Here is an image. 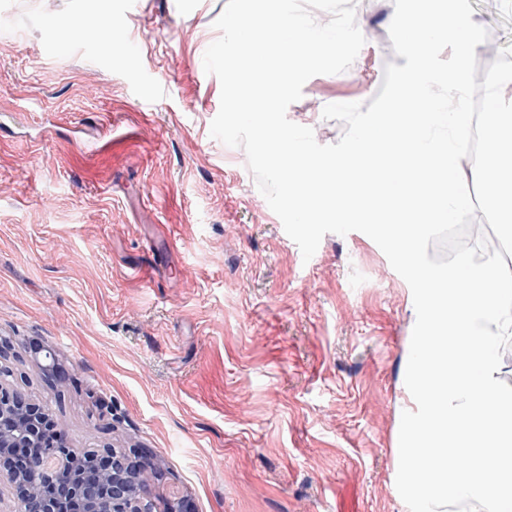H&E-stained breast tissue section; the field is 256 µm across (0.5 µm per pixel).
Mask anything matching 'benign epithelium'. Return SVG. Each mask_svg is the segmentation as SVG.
<instances>
[{
  "label": "benign epithelium",
  "instance_id": "obj_1",
  "mask_svg": "<svg viewBox=\"0 0 512 512\" xmlns=\"http://www.w3.org/2000/svg\"><path fill=\"white\" fill-rule=\"evenodd\" d=\"M48 421L49 411L24 390L0 383V485L15 488V512H64L70 501L84 503L86 512H159L149 489L130 485L124 475L126 468L151 467L150 452L141 448L123 455L109 451L108 468L101 478L89 481L65 441L40 450L41 432ZM14 448L26 449L18 466Z\"/></svg>",
  "mask_w": 512,
  "mask_h": 512
}]
</instances>
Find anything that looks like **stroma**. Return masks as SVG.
Listing matches in <instances>:
<instances>
[{
  "label": "stroma",
  "mask_w": 512,
  "mask_h": 512,
  "mask_svg": "<svg viewBox=\"0 0 512 512\" xmlns=\"http://www.w3.org/2000/svg\"><path fill=\"white\" fill-rule=\"evenodd\" d=\"M226 3L0 0V381L70 447L152 452L160 504L404 512L408 285L358 231L303 260L244 150L211 137L203 56ZM469 3L512 45V0ZM98 6L111 35L59 40L57 17ZM361 10L354 63L287 110L324 145L346 128L324 106L371 104L405 63L373 34L393 10Z\"/></svg>",
  "instance_id": "1"
}]
</instances>
